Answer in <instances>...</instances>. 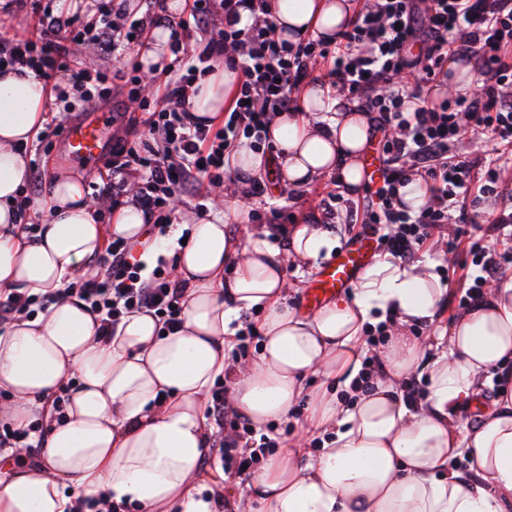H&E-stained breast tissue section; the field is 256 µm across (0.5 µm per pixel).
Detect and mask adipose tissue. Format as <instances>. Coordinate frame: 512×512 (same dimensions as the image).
<instances>
[{"mask_svg": "<svg viewBox=\"0 0 512 512\" xmlns=\"http://www.w3.org/2000/svg\"><path fill=\"white\" fill-rule=\"evenodd\" d=\"M282 38L335 42L354 11L352 0H267ZM237 80L219 66L193 98L194 111L214 122ZM48 89L34 75H0V291L53 293L44 313L0 322V419L28 428L46 404L70 385L64 420L49 421L44 465L16 464L15 449L0 451V512H73L77 500L113 503L141 512H215L212 487L199 464L213 443L206 416L217 380L228 382L232 408L257 426L286 419L308 397L311 432L330 434L311 452L287 444L249 484V512H504L512 503V382L505 383L478 425L456 420L463 401H477L483 374L512 362V282L488 290L448 327V347L433 360L408 330L434 322L448 300L436 264L377 257L352 295L310 314L288 307L284 260L317 259L337 246L329 231L299 225L285 248L261 229L247 242L229 235L222 214L190 226L174 262L186 285L182 323L160 333L147 312L125 317L112 339L100 338L84 301L67 286L86 276V262L112 239L143 236L134 204L100 223L81 174L57 173L46 201L47 219L28 237L17 208L28 164L18 150L46 120ZM274 156L241 147L227 154L232 171L256 178L278 161L281 183L302 189L335 175L349 193L363 183L360 157L369 123L356 103L309 80L296 112L269 125ZM264 312L262 345L237 361L244 314ZM392 318L378 356L386 376L344 405L336 384L351 386L362 368L366 324ZM425 367V396L409 404L404 375ZM323 385L307 392L308 375ZM468 459L471 473L450 469Z\"/></svg>", "mask_w": 512, "mask_h": 512, "instance_id": "ef3b65f1", "label": "adipose tissue"}]
</instances>
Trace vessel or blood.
Instances as JSON below:
<instances>
[{
	"instance_id": "vessel-or-blood-1",
	"label": "vessel or blood",
	"mask_w": 512,
	"mask_h": 512,
	"mask_svg": "<svg viewBox=\"0 0 512 512\" xmlns=\"http://www.w3.org/2000/svg\"><path fill=\"white\" fill-rule=\"evenodd\" d=\"M109 123V114L102 112L65 126L62 132L64 161L94 163L105 147ZM375 252L371 236L350 241L316 270L303 297L304 307L313 310L344 294L361 270L373 260Z\"/></svg>"
}]
</instances>
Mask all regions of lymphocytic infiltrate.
<instances>
[{"instance_id": "lymphocytic-infiltrate-1", "label": "lymphocytic infiltrate", "mask_w": 512, "mask_h": 512, "mask_svg": "<svg viewBox=\"0 0 512 512\" xmlns=\"http://www.w3.org/2000/svg\"><path fill=\"white\" fill-rule=\"evenodd\" d=\"M99 24L84 26L76 13L45 9L35 18L34 34L0 38V73L30 70L55 89L56 101L69 99L56 89L59 73L69 70L72 47L92 44L104 55L117 43H144L150 27L171 30L172 67L179 76L160 82L145 123L149 141L143 150L118 141L116 157L125 166L145 168L140 189L145 213L144 240L107 243L95 261V273L82 280L77 295L99 317L98 333L110 336L128 314L158 315L163 329L181 322L185 284L170 270L147 269L134 256L168 235L173 202L185 190H201L211 173L223 169L227 150L244 139L261 141L281 112L298 109L297 91L315 69L325 70L337 93L356 100L379 137L385 163L382 183L360 205L338 210L336 193H328V222L359 224L373 229L379 242L402 262H410L434 230L451 223L456 204L493 202L483 211L485 223L500 229L512 225V205L503 203L499 185L512 173V0H363L335 45L303 39L291 43L276 34L263 9L265 0H185L179 20L146 15L130 19L127 0H98ZM417 54H408V47ZM477 57L485 78L467 96L435 99L431 89L448 72L449 55ZM237 70L240 79L224 125L212 129L193 111L196 76L217 62ZM81 109L95 107L92 88L102 74L70 72ZM487 136L491 150L471 160L452 149L464 130ZM417 176L430 185V196L410 211L398 188ZM468 242L480 273L462 296L479 302L497 280L511 252H497L457 233ZM209 417L217 428L219 447H242L240 465L263 460L274 441L255 436L248 419L231 409L223 392H212Z\"/></svg>"}]
</instances>
